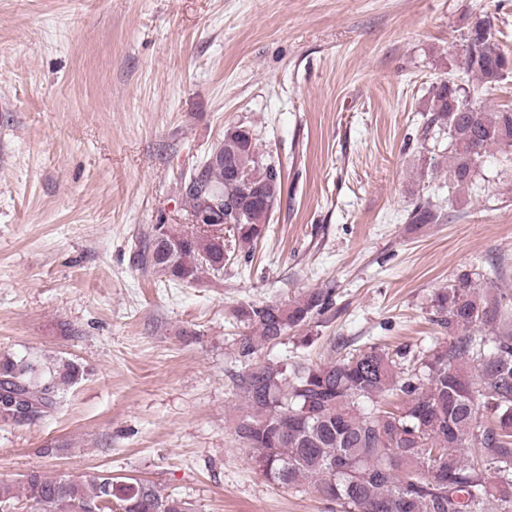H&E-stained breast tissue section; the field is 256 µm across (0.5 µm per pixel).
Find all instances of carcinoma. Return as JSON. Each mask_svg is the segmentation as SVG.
I'll list each match as a JSON object with an SVG mask.
<instances>
[{"instance_id": "carcinoma-1", "label": "carcinoma", "mask_w": 512, "mask_h": 512, "mask_svg": "<svg viewBox=\"0 0 512 512\" xmlns=\"http://www.w3.org/2000/svg\"><path fill=\"white\" fill-rule=\"evenodd\" d=\"M460 66L479 93L512 73L490 21L478 17L462 38ZM450 78L433 83L423 140L448 139L450 187L471 189L493 149L512 160V108L460 110ZM224 161L195 170L202 191L184 181L188 215L210 219L191 230L169 225L164 243L152 230L141 265L166 281L191 284L221 272L237 250L265 235L284 186L281 172L258 151L254 134L224 130ZM224 197V210L212 202ZM442 207L429 199L407 215L410 224H439ZM227 225L224 247L208 232ZM334 290L317 288L288 302L234 310L243 326L236 345L250 361L233 379L241 401L233 434L266 481L295 488L311 482L344 512H512V292L483 286L464 273L434 297V321L450 343L414 353L370 345L339 359L293 370L257 363L275 346L325 321ZM34 366L0 356V390L22 396L36 413L54 406L55 383L35 379ZM25 498L34 512H194L192 504L156 486L110 474L49 477L38 471L19 486L0 482V505Z\"/></svg>"}]
</instances>
